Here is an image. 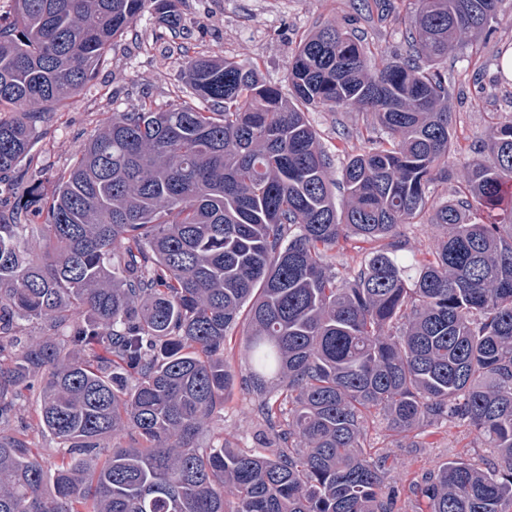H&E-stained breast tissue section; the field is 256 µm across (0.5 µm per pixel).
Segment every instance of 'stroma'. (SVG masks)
<instances>
[{
  "instance_id": "obj_1",
  "label": "stroma",
  "mask_w": 512,
  "mask_h": 512,
  "mask_svg": "<svg viewBox=\"0 0 512 512\" xmlns=\"http://www.w3.org/2000/svg\"><path fill=\"white\" fill-rule=\"evenodd\" d=\"M184 33L179 40L162 37L153 11H145L132 30L114 46L109 61L95 78L68 100L66 107L51 113L38 130L32 148L30 174L66 170L96 129L112 113L129 110L141 100L166 108L177 100L183 85L180 47L191 54L233 58L255 65L263 79L280 89L288 87L293 56L304 35L325 22L351 30L367 43L375 60L389 59L404 46V20L408 0H388L384 20L366 21L358 0H183ZM512 47V0H503L491 36L452 52L446 63L452 110L456 114L457 150L448 159L456 168L472 156L475 145L485 140L492 120H512V82L500 71L505 50ZM307 118L323 146L342 168L349 157L364 147L365 113L331 112L313 108ZM405 244L401 258L418 264L442 236L432 224H402L396 229ZM242 336H234L225 351L236 368L235 385L224 399V418L202 437L205 446L222 444L247 451L261 447L262 420L247 389L248 370L240 358ZM37 391L25 392L16 414L5 426L8 435L29 441L44 464L53 463L57 443L36 424ZM417 447L389 432L382 417L369 423L368 442L373 453L386 455L397 480L394 512H414L416 502L409 490L411 480L437 468L448 458L462 455L476 460L487 450L466 427L442 422L424 427Z\"/></svg>"
}]
</instances>
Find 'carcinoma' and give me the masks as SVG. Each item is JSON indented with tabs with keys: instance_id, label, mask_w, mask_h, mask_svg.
Segmentation results:
<instances>
[{
	"instance_id": "1",
	"label": "carcinoma",
	"mask_w": 512,
	"mask_h": 512,
	"mask_svg": "<svg viewBox=\"0 0 512 512\" xmlns=\"http://www.w3.org/2000/svg\"><path fill=\"white\" fill-rule=\"evenodd\" d=\"M12 2L0 184L146 4L165 29L183 22L181 0ZM501 3L413 0L406 49L381 65L324 23L299 44L289 97L249 63L188 55L186 98L112 113L71 168L0 199V424L38 375V426L61 451L49 471L1 435L0 512H392V469L365 445L376 411L404 437L454 421L494 450L411 482L415 512H512V120L448 173L440 69L492 33ZM313 106L371 117L341 211ZM449 178L448 202L429 205ZM426 215L445 236L405 266L394 230ZM351 236L373 248L340 280L331 251ZM30 320L50 334L6 359ZM239 325L269 436L253 453L204 449Z\"/></svg>"
}]
</instances>
